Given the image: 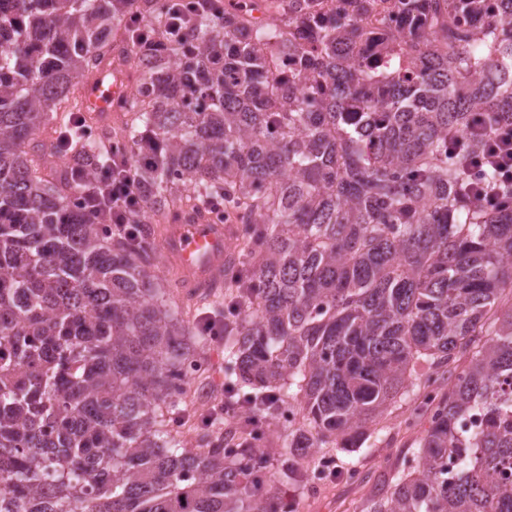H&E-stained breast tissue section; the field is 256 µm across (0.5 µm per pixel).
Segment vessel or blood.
Here are the masks:
<instances>
[{
    "label": "vessel or blood",
    "instance_id": "1",
    "mask_svg": "<svg viewBox=\"0 0 512 512\" xmlns=\"http://www.w3.org/2000/svg\"><path fill=\"white\" fill-rule=\"evenodd\" d=\"M121 91V82L111 77L109 69H101L86 89L85 111L108 112L112 99ZM231 239L229 226L210 223L201 211L186 222L164 226L161 249L178 265L181 288L200 295L223 282Z\"/></svg>",
    "mask_w": 512,
    "mask_h": 512
}]
</instances>
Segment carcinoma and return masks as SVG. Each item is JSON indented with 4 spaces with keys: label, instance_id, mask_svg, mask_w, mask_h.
<instances>
[{
    "label": "carcinoma",
    "instance_id": "carcinoma-1",
    "mask_svg": "<svg viewBox=\"0 0 512 512\" xmlns=\"http://www.w3.org/2000/svg\"><path fill=\"white\" fill-rule=\"evenodd\" d=\"M138 2L152 0L0 6V512H285L255 429L210 414L186 448L168 429L181 409L160 406L196 325L150 272L155 225L211 200L246 225L224 266L225 403L273 416L296 387L282 477L302 479L296 448L354 445L418 364L464 357L425 402L418 465L367 512H512V206L464 193L448 144L478 120V153L512 119V0L479 44L448 31L475 0H411L433 28L403 45L411 74L392 59L388 79L357 57L364 33L344 14L309 16L306 50L228 16L176 40L166 17L127 23ZM119 31L139 75L123 132L144 200L133 232L110 237L71 204L112 170V134L90 138L75 89ZM272 39L297 56L286 84ZM47 115L53 141L36 143ZM60 151L70 164L42 174Z\"/></svg>",
    "mask_w": 512,
    "mask_h": 512
}]
</instances>
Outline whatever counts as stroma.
Wrapping results in <instances>:
<instances>
[{
  "mask_svg": "<svg viewBox=\"0 0 512 512\" xmlns=\"http://www.w3.org/2000/svg\"><path fill=\"white\" fill-rule=\"evenodd\" d=\"M186 342L190 357L204 361L207 373L188 382L177 398L180 408L222 403L223 340L195 335ZM423 382V376L413 375L389 410L368 423L356 447L308 453L309 477L284 485L292 512H367L371 499L388 495L398 473L414 465L419 441L429 427Z\"/></svg>",
  "mask_w": 512,
  "mask_h": 512,
  "instance_id": "stroma-1",
  "label": "stroma"
}]
</instances>
